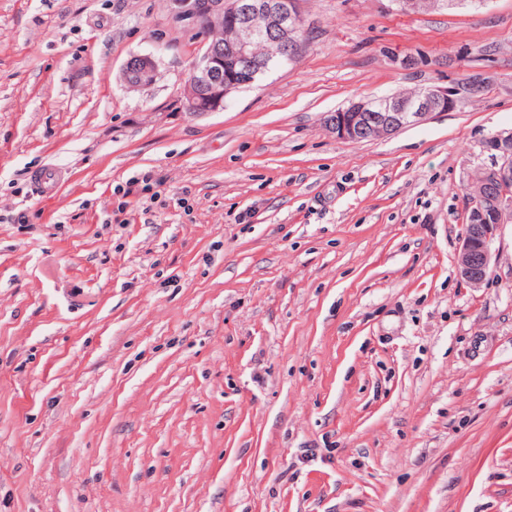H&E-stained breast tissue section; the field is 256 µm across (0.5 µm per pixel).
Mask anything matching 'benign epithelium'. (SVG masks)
<instances>
[{
  "mask_svg": "<svg viewBox=\"0 0 512 512\" xmlns=\"http://www.w3.org/2000/svg\"><path fill=\"white\" fill-rule=\"evenodd\" d=\"M176 19L187 23L202 37L187 81L185 101L196 114L219 112L224 101L238 89L224 71L246 65L247 82L266 69V62L252 59L258 39L272 36L278 49L275 55L285 62L298 59L304 43L297 38V19L302 16V0H256L245 8V17L224 16L231 0H169ZM229 22L236 38L229 45L212 39L211 30ZM157 69L154 57L134 55L122 68L125 85L133 90L153 83ZM483 78H472L466 89L428 87L407 98L393 96L361 99L336 112L329 128L343 140H360L376 135L389 136L414 126L434 112L453 111L464 97H475L484 91ZM492 154L488 165L477 167L472 185L478 189V202L471 204L467 214L468 227L458 256V271L470 287L479 288L492 271L497 254L493 249L499 228L512 222V129L497 131L483 145Z\"/></svg>",
  "mask_w": 512,
  "mask_h": 512,
  "instance_id": "obj_1",
  "label": "benign epithelium"
}]
</instances>
